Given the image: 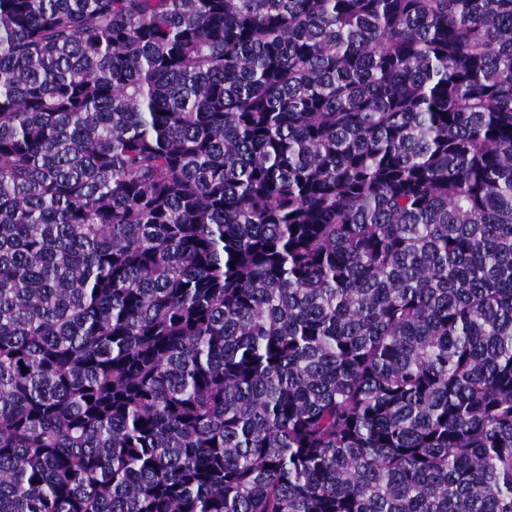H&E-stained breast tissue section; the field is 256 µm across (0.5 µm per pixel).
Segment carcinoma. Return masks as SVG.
I'll return each instance as SVG.
<instances>
[{
	"label": "carcinoma",
	"instance_id": "1",
	"mask_svg": "<svg viewBox=\"0 0 512 512\" xmlns=\"http://www.w3.org/2000/svg\"><path fill=\"white\" fill-rule=\"evenodd\" d=\"M0 512H512V0H0Z\"/></svg>",
	"mask_w": 512,
	"mask_h": 512
}]
</instances>
